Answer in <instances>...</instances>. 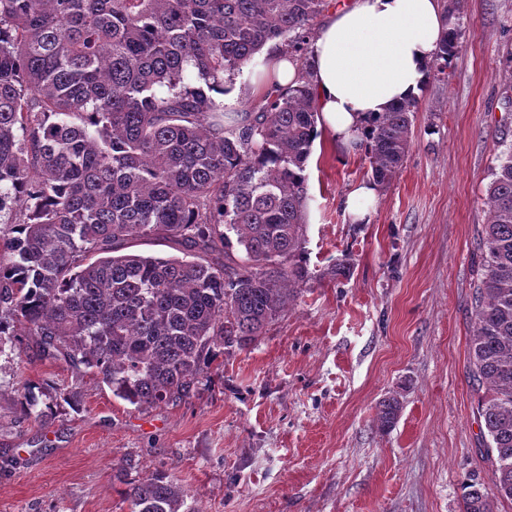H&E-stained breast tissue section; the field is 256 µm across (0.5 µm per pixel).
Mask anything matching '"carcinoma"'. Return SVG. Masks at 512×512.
Returning a JSON list of instances; mask_svg holds the SVG:
<instances>
[{"label": "carcinoma", "instance_id": "1", "mask_svg": "<svg viewBox=\"0 0 512 512\" xmlns=\"http://www.w3.org/2000/svg\"><path fill=\"white\" fill-rule=\"evenodd\" d=\"M325 0H0V354L89 370L138 409L188 398L214 349L245 346L306 282V163L318 132L309 77L224 111V80L270 42L299 56ZM453 24L430 68L461 48ZM198 82H185L187 68ZM421 98L381 113L360 144L388 185ZM491 171L469 338L486 458L512 501V143ZM174 241L183 257L127 252ZM238 247L242 256L233 254ZM49 381H29L20 412ZM401 403H379L383 429ZM132 512H193L169 473L131 478ZM462 512H496L465 485Z\"/></svg>", "mask_w": 512, "mask_h": 512}]
</instances>
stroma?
I'll use <instances>...</instances> for the list:
<instances>
[{"instance_id": "1", "label": "stroma", "mask_w": 512, "mask_h": 512, "mask_svg": "<svg viewBox=\"0 0 512 512\" xmlns=\"http://www.w3.org/2000/svg\"><path fill=\"white\" fill-rule=\"evenodd\" d=\"M458 22L449 76L427 80L412 146L364 221L345 208L370 180L363 153L315 140L309 278L193 397L140 410L34 345L0 354V512H130L124 468L174 472L198 512H461L466 483L492 490L468 341L483 196L512 142V0H461ZM41 379L78 394L43 423L17 405ZM392 394L402 409L384 430ZM401 403L396 395H390L379 403L378 422L382 429L391 428L401 411Z\"/></svg>"}]
</instances>
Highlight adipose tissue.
<instances>
[{"mask_svg": "<svg viewBox=\"0 0 512 512\" xmlns=\"http://www.w3.org/2000/svg\"><path fill=\"white\" fill-rule=\"evenodd\" d=\"M441 0H351L309 48L319 132L354 150L373 118L419 95L447 30Z\"/></svg>", "mask_w": 512, "mask_h": 512, "instance_id": "obj_1", "label": "adipose tissue"}]
</instances>
